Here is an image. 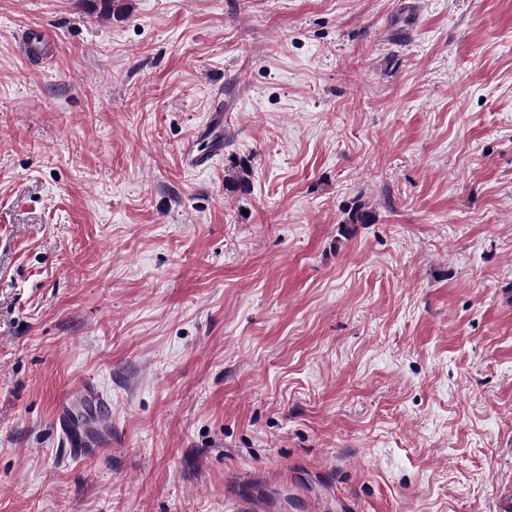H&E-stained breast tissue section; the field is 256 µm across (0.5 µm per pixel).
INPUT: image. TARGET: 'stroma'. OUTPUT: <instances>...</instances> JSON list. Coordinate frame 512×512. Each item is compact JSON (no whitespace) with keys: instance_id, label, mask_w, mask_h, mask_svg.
<instances>
[{"instance_id":"obj_1","label":"stroma","mask_w":512,"mask_h":512,"mask_svg":"<svg viewBox=\"0 0 512 512\" xmlns=\"http://www.w3.org/2000/svg\"><path fill=\"white\" fill-rule=\"evenodd\" d=\"M0 512H512V0H0ZM92 387L93 384H83L78 390L70 392L59 404L54 417L55 428H60L59 440L62 448H65L69 455L78 456L86 460L94 459L98 455L95 451L99 448V444L88 436L74 433L67 422L65 410L73 403L90 396V388Z\"/></svg>"}]
</instances>
